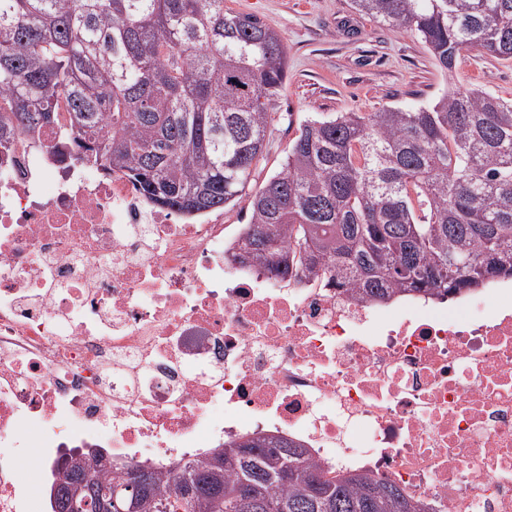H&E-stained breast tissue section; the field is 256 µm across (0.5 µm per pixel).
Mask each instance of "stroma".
I'll return each mask as SVG.
<instances>
[{
	"mask_svg": "<svg viewBox=\"0 0 512 512\" xmlns=\"http://www.w3.org/2000/svg\"><path fill=\"white\" fill-rule=\"evenodd\" d=\"M225 5L259 17L287 47L288 80L269 105L266 158L251 177L250 193L279 171L308 118L426 106L452 82L512 99V62L471 51L454 75H447L414 33L358 14L350 0H226Z\"/></svg>",
	"mask_w": 512,
	"mask_h": 512,
	"instance_id": "35a3bbf8",
	"label": "stroma"
}]
</instances>
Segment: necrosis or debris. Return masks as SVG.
Wrapping results in <instances>:
<instances>
[{
    "instance_id": "obj_1",
    "label": "necrosis or debris",
    "mask_w": 512,
    "mask_h": 512,
    "mask_svg": "<svg viewBox=\"0 0 512 512\" xmlns=\"http://www.w3.org/2000/svg\"><path fill=\"white\" fill-rule=\"evenodd\" d=\"M60 135L0 155V512H53L70 453L165 469L256 434L428 512H512L511 279L376 305L274 277L221 219L56 162Z\"/></svg>"
}]
</instances>
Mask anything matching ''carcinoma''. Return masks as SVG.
<instances>
[{
  "instance_id": "1",
  "label": "carcinoma",
  "mask_w": 512,
  "mask_h": 512,
  "mask_svg": "<svg viewBox=\"0 0 512 512\" xmlns=\"http://www.w3.org/2000/svg\"><path fill=\"white\" fill-rule=\"evenodd\" d=\"M405 28L453 75L463 53L512 61V0H352ZM281 36L224 0H0V141L36 135L69 101L79 159L121 171L184 216L245 195L287 77ZM233 260L332 273L371 303L444 299L512 278V99L452 84L414 109L308 119L250 200ZM285 437L228 441L202 463L138 466L134 512H424L364 472L328 477ZM127 482L84 458L58 467L91 504Z\"/></svg>"
}]
</instances>
